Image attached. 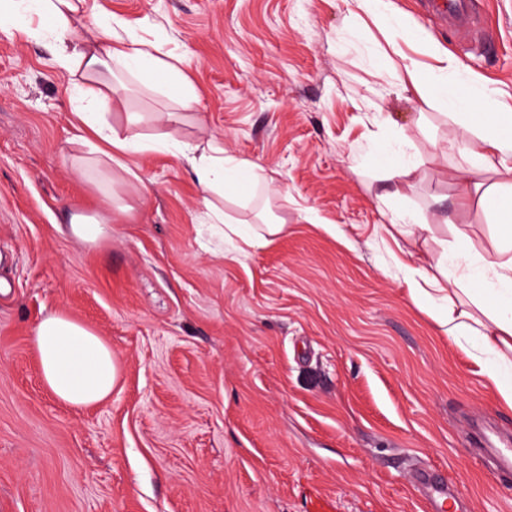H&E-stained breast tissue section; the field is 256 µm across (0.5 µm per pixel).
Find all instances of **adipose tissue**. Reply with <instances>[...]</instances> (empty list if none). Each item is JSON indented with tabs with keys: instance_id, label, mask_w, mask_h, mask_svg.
<instances>
[{
	"instance_id": "ef3b65f1",
	"label": "adipose tissue",
	"mask_w": 512,
	"mask_h": 512,
	"mask_svg": "<svg viewBox=\"0 0 512 512\" xmlns=\"http://www.w3.org/2000/svg\"><path fill=\"white\" fill-rule=\"evenodd\" d=\"M87 0H10L0 12V25L27 20L29 36L48 37L55 43V60L68 81L100 107L112 106L119 89L116 73H126L147 88L166 77L164 94L178 104L175 112L155 113L159 123L182 120L181 110L197 101L193 83L175 64L159 57L157 47L133 35L98 34L87 25ZM441 65L430 77V92L462 115L483 111L479 126L467 127L462 153L465 164L457 175V196L467 199L481 188L477 177L492 169L500 180L483 190L484 197L501 223L512 227V113L501 111L498 92L475 79L466 85L448 80L455 60L439 49ZM72 124L81 143H93L91 167L111 169L117 155L146 149L139 132L140 120L130 117L125 134L108 123L92 118L83 108H74ZM178 151L191 164L203 196L235 194L245 181L271 182L259 163L228 157L214 142L181 143ZM402 268L411 300L425 310L449 339L468 350L480 367L486 387L512 408V230L503 235L489 256L439 254L410 255ZM45 385L64 404L86 407L105 401L112 393L117 370L111 348L90 327L61 311L48 312L34 331Z\"/></svg>"
}]
</instances>
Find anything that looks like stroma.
<instances>
[{
    "label": "stroma",
    "mask_w": 512,
    "mask_h": 512,
    "mask_svg": "<svg viewBox=\"0 0 512 512\" xmlns=\"http://www.w3.org/2000/svg\"><path fill=\"white\" fill-rule=\"evenodd\" d=\"M86 21L156 41L200 93L195 120L142 123L153 148L125 169L81 175L73 91L51 44L0 29V512H424L421 472L458 490L457 512H512V478L474 439L482 423L512 441V409L410 299L398 263L411 242L390 211L433 232L419 251L494 253L496 214L456 205L462 126L427 90L433 36L457 59L451 81L479 78L512 105V0H475L465 30L395 0L419 37L396 54L353 0H88ZM131 85L108 120L169 108ZM215 139L228 157L274 170L270 187L213 196L234 220H284L265 245L220 239L195 175L171 141ZM419 163L400 196L380 147ZM112 184L113 200L99 187ZM131 206L123 214L121 206ZM458 208L453 225L440 209ZM108 218L91 245L74 213ZM51 310L112 349L103 403H61L41 377L33 332ZM389 223L388 227L393 237L397 234L413 241L420 239L424 233L432 231L431 224H420L413 215L401 211L392 213Z\"/></svg>",
    "instance_id": "obj_1"
}]
</instances>
